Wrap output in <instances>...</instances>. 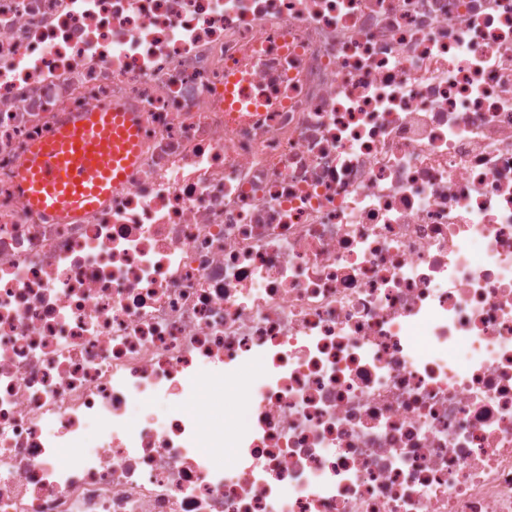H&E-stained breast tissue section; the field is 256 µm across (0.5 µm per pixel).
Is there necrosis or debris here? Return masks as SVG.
Segmentation results:
<instances>
[{
	"label": "necrosis or debris",
	"mask_w": 512,
	"mask_h": 512,
	"mask_svg": "<svg viewBox=\"0 0 512 512\" xmlns=\"http://www.w3.org/2000/svg\"><path fill=\"white\" fill-rule=\"evenodd\" d=\"M0 512H512V0H0ZM132 113L92 111L65 122L31 147L19 178L22 196L64 220L100 208L137 156Z\"/></svg>",
	"instance_id": "4bbe7bcc"
}]
</instances>
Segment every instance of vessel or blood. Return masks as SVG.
<instances>
[{"label": "vessel or blood", "mask_w": 512, "mask_h": 512, "mask_svg": "<svg viewBox=\"0 0 512 512\" xmlns=\"http://www.w3.org/2000/svg\"><path fill=\"white\" fill-rule=\"evenodd\" d=\"M132 113L92 111L31 147L19 178L22 196L64 220L100 208L137 156Z\"/></svg>", "instance_id": "1"}]
</instances>
